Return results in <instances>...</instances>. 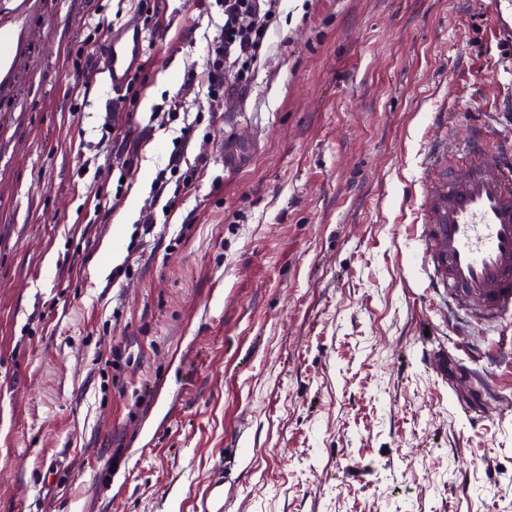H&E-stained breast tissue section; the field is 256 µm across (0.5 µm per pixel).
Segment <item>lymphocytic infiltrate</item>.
Returning a JSON list of instances; mask_svg holds the SVG:
<instances>
[{
    "instance_id": "lymphocytic-infiltrate-1",
    "label": "lymphocytic infiltrate",
    "mask_w": 512,
    "mask_h": 512,
    "mask_svg": "<svg viewBox=\"0 0 512 512\" xmlns=\"http://www.w3.org/2000/svg\"><path fill=\"white\" fill-rule=\"evenodd\" d=\"M224 23L207 45L203 71H189L179 91L164 107L151 115L152 121L167 126L176 122L185 100L197 83H204L212 111H229L236 107L238 95L249 88L252 75L268 57L269 32L278 18L282 0H215ZM190 143L189 128H182L167 164L153 180L150 201L138 222L142 235H149L157 224L158 206L174 208L201 177L202 162L185 164Z\"/></svg>"
}]
</instances>
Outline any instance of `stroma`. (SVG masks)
Here are the masks:
<instances>
[{
  "mask_svg": "<svg viewBox=\"0 0 512 512\" xmlns=\"http://www.w3.org/2000/svg\"><path fill=\"white\" fill-rule=\"evenodd\" d=\"M491 2L286 0L240 104L210 124L205 88L187 102L204 174L139 242L174 138L149 118L220 8L158 0L129 119L103 70L73 100L68 55L137 0H0V512H198L234 459L228 512H512V361L494 328L453 333L413 242L433 113L459 140L496 113L512 138Z\"/></svg>",
  "mask_w": 512,
  "mask_h": 512,
  "instance_id": "obj_1",
  "label": "stroma"
}]
</instances>
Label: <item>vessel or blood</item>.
Instances as JSON below:
<instances>
[{
    "label": "vessel or blood",
    "instance_id": "obj_1",
    "mask_svg": "<svg viewBox=\"0 0 512 512\" xmlns=\"http://www.w3.org/2000/svg\"><path fill=\"white\" fill-rule=\"evenodd\" d=\"M136 26L112 29L104 52L112 92H122L145 53ZM416 201L417 254L431 288L472 318L500 323L512 314V152L486 124L462 140L431 146ZM227 478L217 473L201 494L202 512H225Z\"/></svg>",
    "mask_w": 512,
    "mask_h": 512
}]
</instances>
